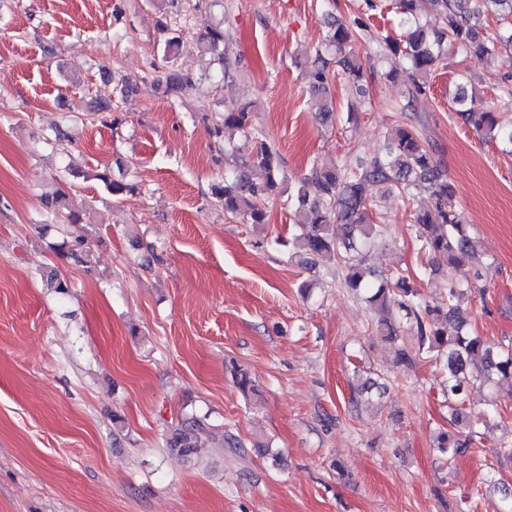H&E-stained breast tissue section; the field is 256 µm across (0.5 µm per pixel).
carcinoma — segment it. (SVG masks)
<instances>
[{"instance_id":"obj_1","label":"carcinoma","mask_w":512,"mask_h":512,"mask_svg":"<svg viewBox=\"0 0 512 512\" xmlns=\"http://www.w3.org/2000/svg\"><path fill=\"white\" fill-rule=\"evenodd\" d=\"M479 2L474 7L472 0H395V13L406 29L405 37L398 41L379 34L376 40L383 43L389 54L406 60L408 98L425 92L431 75L444 67V48L448 46L466 51L480 63L500 50H512V29L487 28L479 22L483 9L512 16V0ZM430 9L440 11L442 26L428 28L420 23V17ZM355 34L351 23L333 22L324 39V51L316 52L308 66L309 86L323 100L320 118L324 123L333 120L336 112L330 70L344 75L352 88L361 90L362 67L345 52ZM186 47L180 31H174L162 47L166 67L153 65L155 72L163 74L167 93H181L198 82L196 74L174 68ZM192 48L200 57L218 65L222 76H233L235 60L224 27L202 24ZM453 101L454 111L464 124L490 139L512 145V121L505 122L499 113L475 107L463 91L456 93ZM253 111L254 102L247 101L237 110L218 116L209 129L216 138L228 128L242 134L241 143L233 146L239 163L211 184L210 195L213 204L225 214L246 224L262 225L268 223L267 201L281 189L282 158L265 133L253 125ZM395 118L394 131L373 157H347L333 169L315 164L309 168L288 199L297 216L294 239L297 248L306 252V263L314 255L329 254L336 259L343 285L356 295H365V301L377 312V333L392 341L397 336V325L403 322L414 332L419 354L444 363L448 371L445 391L448 401L453 403L451 409L461 421L459 406L474 380L469 368L481 365L482 378L489 383L495 379L511 381L512 348L496 350L484 337L465 328L462 305L468 299V289L464 282L479 277L478 244L469 233L464 215L456 209L453 186L438 172L433 143L405 108H400ZM94 177L115 200L135 191L133 184L111 177L105 165L96 170ZM371 186L380 187L384 196L395 194L407 203L419 193L427 194L429 205L411 212L410 224L415 229L419 253L429 257L428 275L438 274L444 263L469 264L473 274L463 282L449 281L442 286L439 297L429 301L415 285L416 273L406 269L376 273L366 267L362 253L382 241L386 233L385 225L372 219L374 203L368 194ZM68 189L69 186L60 184L52 194L43 197V203L60 215L61 224L74 226L83 223V218L68 209ZM84 244L82 236L67 230L54 250L63 258L77 260ZM229 372L244 395L257 391L247 370L233 364ZM485 425V414L469 422L470 433L463 441L447 431L439 433V452L452 458L466 451L474 443L477 428ZM207 429V417L187 415L167 435L166 445L183 457H196L203 451L199 435Z\"/></svg>"}]
</instances>
